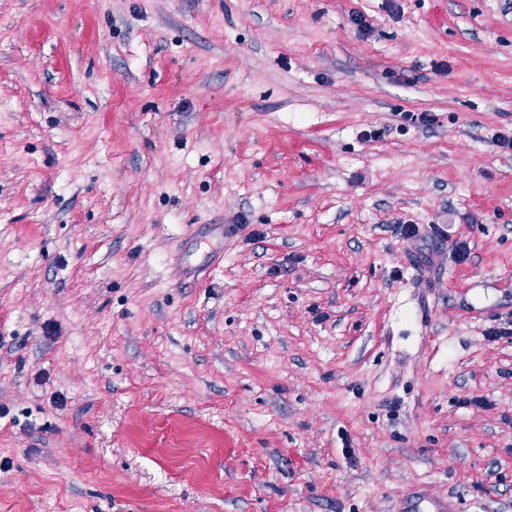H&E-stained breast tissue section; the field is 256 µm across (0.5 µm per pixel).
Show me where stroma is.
Returning a JSON list of instances; mask_svg holds the SVG:
<instances>
[{
  "label": "stroma",
  "instance_id": "35a3bbf8",
  "mask_svg": "<svg viewBox=\"0 0 512 512\" xmlns=\"http://www.w3.org/2000/svg\"><path fill=\"white\" fill-rule=\"evenodd\" d=\"M501 135L512 0H0V512H512Z\"/></svg>",
  "mask_w": 512,
  "mask_h": 512
}]
</instances>
